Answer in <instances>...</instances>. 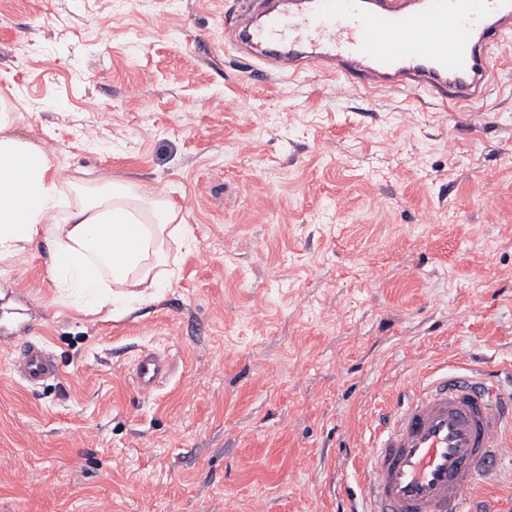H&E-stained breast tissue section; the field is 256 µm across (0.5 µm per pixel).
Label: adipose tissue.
<instances>
[{"label":"adipose tissue","mask_w":512,"mask_h":512,"mask_svg":"<svg viewBox=\"0 0 512 512\" xmlns=\"http://www.w3.org/2000/svg\"><path fill=\"white\" fill-rule=\"evenodd\" d=\"M13 123L12 108L0 101V259L44 242L60 286L92 310L168 286L158 273L168 243L189 236L174 208L134 205L127 187L109 181L96 200L71 203L52 158L17 136Z\"/></svg>","instance_id":"adipose-tissue-1"}]
</instances>
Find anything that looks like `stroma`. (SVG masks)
<instances>
[{
    "label": "stroma",
    "mask_w": 512,
    "mask_h": 512,
    "mask_svg": "<svg viewBox=\"0 0 512 512\" xmlns=\"http://www.w3.org/2000/svg\"><path fill=\"white\" fill-rule=\"evenodd\" d=\"M237 0H0V95L68 175L169 201L191 247L152 299L86 312L46 245L0 260V512H362L378 408L479 368L512 393V38L475 109L309 71L258 77ZM174 374L152 396L144 350ZM471 496L512 512V458ZM58 370V362L52 353L32 341L26 342L13 360L14 374L30 386L56 376ZM175 371L174 360L167 354L148 350L135 361L133 380L144 395H152Z\"/></svg>",
    "instance_id": "35a3bbf8"
}]
</instances>
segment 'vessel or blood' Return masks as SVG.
<instances>
[{
  "label": "vessel or blood",
  "instance_id": "1",
  "mask_svg": "<svg viewBox=\"0 0 512 512\" xmlns=\"http://www.w3.org/2000/svg\"><path fill=\"white\" fill-rule=\"evenodd\" d=\"M224 30L262 76L316 69L368 92L425 93L451 109L484 97L492 46L512 35V0H239ZM26 342L13 372L28 385L56 376ZM175 371L149 350L133 380L152 395ZM512 455V399L484 374L444 372L381 409L365 455V512H472L468 491Z\"/></svg>",
  "mask_w": 512,
  "mask_h": 512
}]
</instances>
